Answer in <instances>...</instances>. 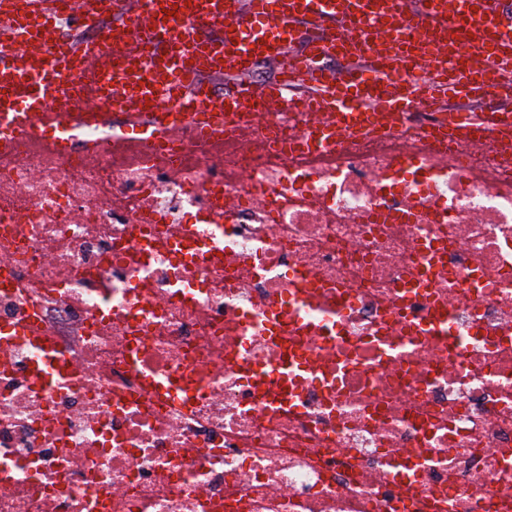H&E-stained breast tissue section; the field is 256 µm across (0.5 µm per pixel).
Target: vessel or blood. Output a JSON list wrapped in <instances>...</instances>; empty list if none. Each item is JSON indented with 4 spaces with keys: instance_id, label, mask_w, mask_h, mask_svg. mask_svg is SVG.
I'll list each match as a JSON object with an SVG mask.
<instances>
[{
    "instance_id": "obj_1",
    "label": "vessel or blood",
    "mask_w": 512,
    "mask_h": 512,
    "mask_svg": "<svg viewBox=\"0 0 512 512\" xmlns=\"http://www.w3.org/2000/svg\"><path fill=\"white\" fill-rule=\"evenodd\" d=\"M443 0H241L236 12L224 0H0V154L22 143L67 157L74 134L123 116L126 139L163 152L176 129L199 138L220 136L234 124L241 103L283 102L312 116L305 136L284 146L324 143L335 116L349 132L375 129L379 112L436 111L448 102L447 125L431 126L443 137L501 140L512 130V113L463 110L453 100L512 98V84L492 71L476 72L465 59L466 30L488 31L486 56L512 43V11L500 0H456L447 14ZM340 21L347 39L364 45L366 62L349 72L327 67L343 43L308 38L310 20ZM424 47L442 67L438 79L402 80L386 68L389 54ZM134 47L146 81L130 76L119 61ZM271 62L278 77L264 86L248 81L253 63ZM231 86L217 93L215 77ZM398 82L394 96L381 89Z\"/></svg>"
}]
</instances>
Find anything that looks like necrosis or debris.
<instances>
[{"label":"necrosis or debris","mask_w":512,"mask_h":512,"mask_svg":"<svg viewBox=\"0 0 512 512\" xmlns=\"http://www.w3.org/2000/svg\"><path fill=\"white\" fill-rule=\"evenodd\" d=\"M0 162V512H512V139Z\"/></svg>","instance_id":"4bbe7bcc"}]
</instances>
